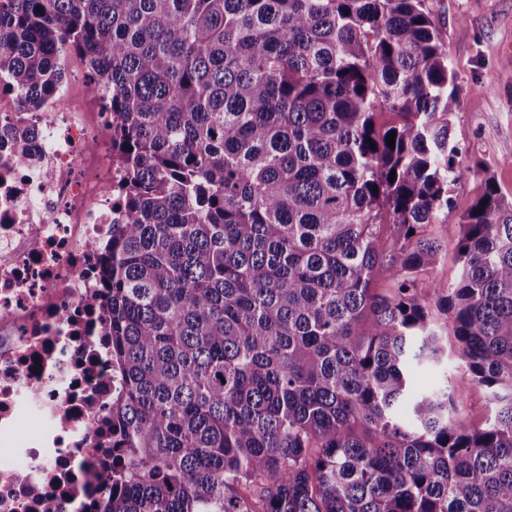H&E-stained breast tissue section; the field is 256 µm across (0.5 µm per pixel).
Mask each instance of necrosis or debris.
<instances>
[{
	"label": "necrosis or debris",
	"instance_id": "4bbe7bcc",
	"mask_svg": "<svg viewBox=\"0 0 512 512\" xmlns=\"http://www.w3.org/2000/svg\"><path fill=\"white\" fill-rule=\"evenodd\" d=\"M75 92L61 84L34 113L29 157L0 135V512H91L112 463L122 375L97 330L95 268L125 174L109 114Z\"/></svg>",
	"mask_w": 512,
	"mask_h": 512
}]
</instances>
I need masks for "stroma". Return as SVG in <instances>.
<instances>
[{"label": "stroma", "instance_id": "35a3bbf8", "mask_svg": "<svg viewBox=\"0 0 512 512\" xmlns=\"http://www.w3.org/2000/svg\"><path fill=\"white\" fill-rule=\"evenodd\" d=\"M433 11L458 99L452 134L462 149V175L447 213L426 231L452 246L461 217L481 195L486 179L512 198V0H434ZM441 384L464 401L471 421L492 414L488 390L471 381L456 346H449L441 366L410 375L416 392Z\"/></svg>", "mask_w": 512, "mask_h": 512}]
</instances>
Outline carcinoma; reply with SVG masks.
Listing matches in <instances>:
<instances>
[{
    "mask_svg": "<svg viewBox=\"0 0 512 512\" xmlns=\"http://www.w3.org/2000/svg\"><path fill=\"white\" fill-rule=\"evenodd\" d=\"M73 53L125 172L98 512H512V200L486 179L431 278L460 178L432 0H0L18 112ZM448 326L483 423L408 387Z\"/></svg>",
    "mask_w": 512,
    "mask_h": 512,
    "instance_id": "obj_1",
    "label": "carcinoma"
}]
</instances>
